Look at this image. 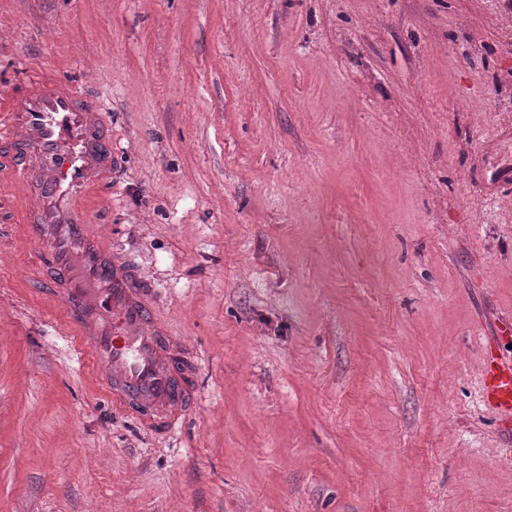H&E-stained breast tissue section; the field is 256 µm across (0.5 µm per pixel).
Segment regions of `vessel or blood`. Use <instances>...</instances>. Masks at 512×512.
Listing matches in <instances>:
<instances>
[{
    "instance_id": "vessel-or-blood-1",
    "label": "vessel or blood",
    "mask_w": 512,
    "mask_h": 512,
    "mask_svg": "<svg viewBox=\"0 0 512 512\" xmlns=\"http://www.w3.org/2000/svg\"><path fill=\"white\" fill-rule=\"evenodd\" d=\"M118 162L99 98L38 66L0 85V191L20 202L22 240L44 247L33 293L47 299L106 376L112 406L142 426L174 427L195 404L190 374L149 300L150 283L97 231L86 206ZM484 395L512 422V362L487 351Z\"/></svg>"
}]
</instances>
